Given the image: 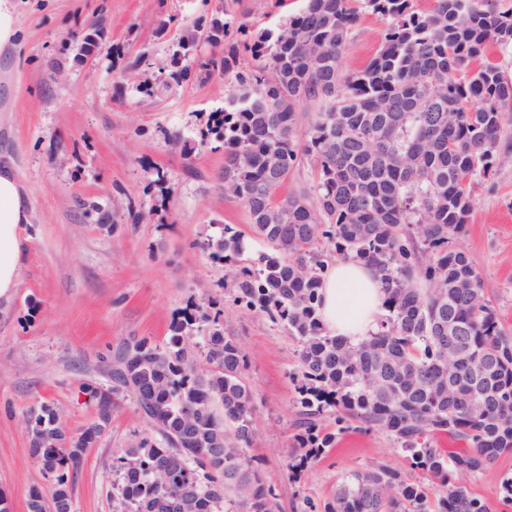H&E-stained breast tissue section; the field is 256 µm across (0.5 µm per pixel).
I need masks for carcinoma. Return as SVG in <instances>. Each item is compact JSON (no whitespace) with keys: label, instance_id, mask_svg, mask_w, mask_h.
Here are the masks:
<instances>
[{"label":"carcinoma","instance_id":"obj_1","mask_svg":"<svg viewBox=\"0 0 512 512\" xmlns=\"http://www.w3.org/2000/svg\"><path fill=\"white\" fill-rule=\"evenodd\" d=\"M361 9L383 20L382 43L362 70L346 74L341 57ZM231 24L223 11L205 27H185L159 76L136 91L154 97L193 77L235 71ZM492 44L512 46V12L495 0H435L427 13L413 0H307L252 40L256 65L236 71V92L199 131L201 144L224 150V193L247 208L253 236L269 251L242 263L249 243L230 224L201 248L228 269L235 302L267 314L301 344L293 376L300 433L288 470L332 446L336 433L322 422L333 416L340 430L355 422L390 435L430 480L410 483L379 465L341 484L329 512H488L462 478L512 449V335L472 257L450 246L473 206L472 179L491 167L502 108L512 105V82L483 61ZM308 104L318 112L301 136L299 112ZM305 156L317 166L314 182L278 198ZM149 187L163 203L171 194L159 171ZM323 242L374 267L387 290V314L366 343L352 345L320 324ZM216 305L187 303L162 348L123 342L112 385L83 386L98 419L78 436L66 435L56 406L30 408L31 452L51 488L30 494L29 512H72L70 476L126 392L155 438H135L113 463L125 512H167L163 503L180 496L190 512H218L227 497L232 512H275L245 452L255 434L245 355L224 333ZM443 325L466 342L452 371ZM196 347L212 369H198ZM488 359L496 369L484 412L474 415L471 382ZM438 433L468 447L444 454L431 444Z\"/></svg>","mask_w":512,"mask_h":512}]
</instances>
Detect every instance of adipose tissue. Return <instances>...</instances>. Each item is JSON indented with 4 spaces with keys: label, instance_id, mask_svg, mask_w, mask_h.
Wrapping results in <instances>:
<instances>
[{
    "label": "adipose tissue",
    "instance_id": "adipose-tissue-1",
    "mask_svg": "<svg viewBox=\"0 0 512 512\" xmlns=\"http://www.w3.org/2000/svg\"><path fill=\"white\" fill-rule=\"evenodd\" d=\"M31 213L17 173L0 166V302L19 286L23 229ZM318 315L325 331L358 345L380 328L387 291L375 269L360 260L341 259L325 268L319 290Z\"/></svg>",
    "mask_w": 512,
    "mask_h": 512
}]
</instances>
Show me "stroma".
<instances>
[{
  "label": "stroma",
  "instance_id": "obj_1",
  "mask_svg": "<svg viewBox=\"0 0 512 512\" xmlns=\"http://www.w3.org/2000/svg\"><path fill=\"white\" fill-rule=\"evenodd\" d=\"M306 0H239L233 11L243 33L284 23ZM23 37L0 52V163H12L29 196L32 222L20 284L0 304V495L9 512H28L32 490L50 479L33 457L26 412L42 399L59 408L69 435L97 419L82 383L106 384L102 372L129 338L165 345L169 324L188 298L216 301L224 330L247 361L255 438L248 450L274 494L277 512H324L339 485L380 464L422 481L385 433L358 427L294 473L286 456L295 443V387L300 344L255 309L233 305L226 270L201 249L205 235L232 224L249 231L245 206L226 196L224 153L196 146L188 153L173 131L194 136L200 117L236 89L233 75L194 79L157 97L136 92L155 78L188 25L209 20L222 0H15ZM104 39L81 55L91 26ZM384 23L362 11L342 56V69L362 70L378 51ZM152 68L130 69L140 52ZM492 168L472 186L473 209L456 246L474 258L486 296L512 333V106ZM162 170L172 193L165 209L147 189ZM110 212L113 232L88 222L77 200ZM132 395L120 397L110 423L73 479V512H122L114 459L147 434ZM512 477V450L478 478L471 493L489 512H512L502 482Z\"/></svg>",
  "mask_w": 512,
  "mask_h": 512
}]
</instances>
